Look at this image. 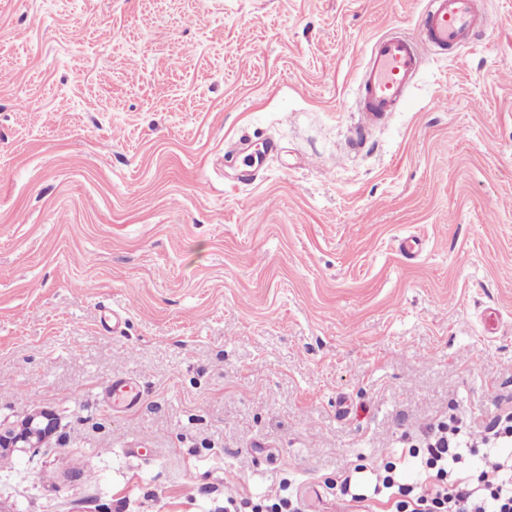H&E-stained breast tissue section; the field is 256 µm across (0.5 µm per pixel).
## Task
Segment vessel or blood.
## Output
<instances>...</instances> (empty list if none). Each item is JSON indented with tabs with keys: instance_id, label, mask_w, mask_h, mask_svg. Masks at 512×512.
Returning <instances> with one entry per match:
<instances>
[{
	"instance_id": "obj_1",
	"label": "vessel or blood",
	"mask_w": 512,
	"mask_h": 512,
	"mask_svg": "<svg viewBox=\"0 0 512 512\" xmlns=\"http://www.w3.org/2000/svg\"><path fill=\"white\" fill-rule=\"evenodd\" d=\"M492 17L478 0H428L418 37L382 36L371 42L358 84V109L371 120L399 111L423 67L422 44L445 49L483 40ZM113 405L132 408L141 400L138 384L116 378L105 389Z\"/></svg>"
}]
</instances>
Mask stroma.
Wrapping results in <instances>:
<instances>
[{"mask_svg": "<svg viewBox=\"0 0 512 512\" xmlns=\"http://www.w3.org/2000/svg\"><path fill=\"white\" fill-rule=\"evenodd\" d=\"M481 3L373 122L367 48L424 0H0V422H59L8 512L291 477L343 512L345 469L512 409V0ZM103 392L112 400V406L129 409L136 406L141 400L138 384L128 378L112 379Z\"/></svg>", "mask_w": 512, "mask_h": 512, "instance_id": "stroma-1", "label": "stroma"}]
</instances>
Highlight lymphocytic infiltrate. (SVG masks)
I'll use <instances>...</instances> for the list:
<instances>
[{
    "label": "lymphocytic infiltrate",
    "mask_w": 512,
    "mask_h": 512,
    "mask_svg": "<svg viewBox=\"0 0 512 512\" xmlns=\"http://www.w3.org/2000/svg\"><path fill=\"white\" fill-rule=\"evenodd\" d=\"M488 430L500 439L485 449L478 473L453 430L439 429L424 448H400L383 473H367L355 484L350 500L355 512H512V411L497 417ZM415 480H408L409 469Z\"/></svg>",
    "instance_id": "obj_1"
}]
</instances>
